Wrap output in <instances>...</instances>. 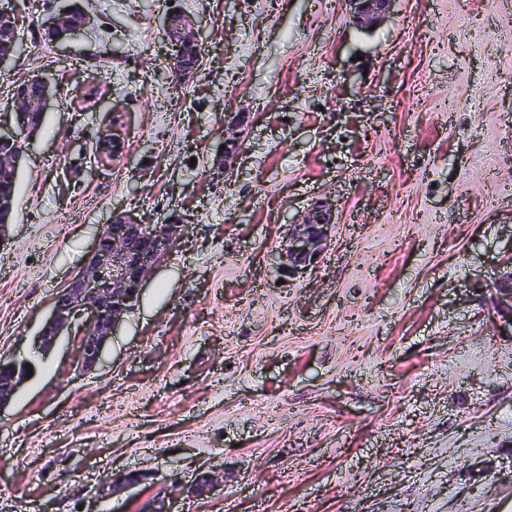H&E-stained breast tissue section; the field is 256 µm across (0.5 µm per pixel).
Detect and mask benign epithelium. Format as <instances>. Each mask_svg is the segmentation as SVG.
<instances>
[{"label":"benign epithelium","instance_id":"obj_1","mask_svg":"<svg viewBox=\"0 0 512 512\" xmlns=\"http://www.w3.org/2000/svg\"><path fill=\"white\" fill-rule=\"evenodd\" d=\"M353 24L361 27L376 24L391 12L394 0H347ZM59 40L74 31L72 12L56 14L48 21ZM165 36L170 46L183 51L199 45V38L180 13H171L164 20ZM176 82L184 84L197 73L200 62L180 57ZM39 90L32 93L23 87L13 93V130L0 129V166L17 169L25 153V140L35 130L29 118L43 113V106L51 94V84L38 78ZM249 124V113L234 112L224 115L225 149L221 151L218 169L236 158L242 150L244 132ZM99 152L104 156L119 157L125 152V140L118 132L100 137ZM181 219L163 224H144L137 216L116 212L99 235L81 270L71 278L54 298L51 312L38 332V352L51 350L63 335L73 337L76 368L88 371L96 367L103 347L112 336L116 324L123 318L138 296L147 277L172 250ZM336 224V209L327 201L316 202L288 224L283 247L277 252L282 272L292 278L314 266L323 252L328 236ZM495 300L496 313L501 323L512 330V269L500 278L480 287ZM18 387L17 375L0 378V407L8 404ZM145 475L131 470L116 478L109 477L95 487L92 498L105 499L141 485ZM224 476L213 470L201 472L189 491L196 497H207L221 486Z\"/></svg>","mask_w":512,"mask_h":512}]
</instances>
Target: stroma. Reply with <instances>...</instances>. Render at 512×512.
Listing matches in <instances>:
<instances>
[{"mask_svg":"<svg viewBox=\"0 0 512 512\" xmlns=\"http://www.w3.org/2000/svg\"><path fill=\"white\" fill-rule=\"evenodd\" d=\"M1 6L24 52L0 121L20 81L52 93L0 237V359L33 368L0 409V512H142L207 468L223 486L174 512H512V336L478 290L512 257V0H395L371 29L347 0ZM64 6L88 24L43 40ZM173 11L203 55L182 86ZM115 128L127 155L98 158ZM319 198L331 237L284 279L268 256ZM116 211L189 221L81 373L32 341ZM165 36L171 48L184 51L199 46V38L180 13H170L164 20ZM249 124V112H234L224 115L225 149L221 150L220 174L224 173L227 163L232 162L242 150L244 132ZM144 479L145 475L139 470L125 472L116 478H113V476L106 478L95 487L91 499H105L117 492L135 489L141 485Z\"/></svg>","mask_w":512,"mask_h":512,"instance_id":"stroma-1","label":"stroma"}]
</instances>
